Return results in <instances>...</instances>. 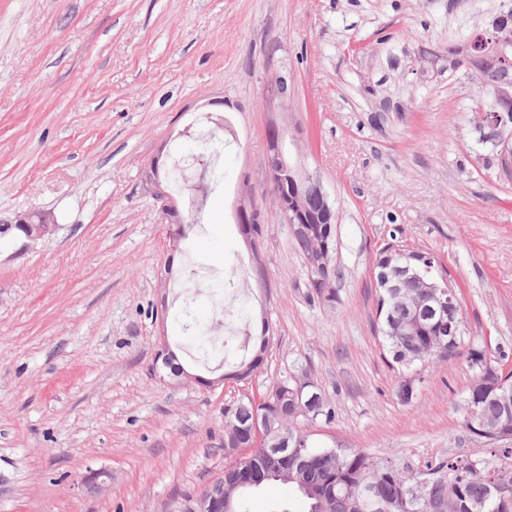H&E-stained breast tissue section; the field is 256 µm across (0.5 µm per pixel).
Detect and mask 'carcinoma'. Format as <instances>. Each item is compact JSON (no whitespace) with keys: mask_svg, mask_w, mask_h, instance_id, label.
<instances>
[{"mask_svg":"<svg viewBox=\"0 0 512 512\" xmlns=\"http://www.w3.org/2000/svg\"><path fill=\"white\" fill-rule=\"evenodd\" d=\"M448 54L456 64L472 69L475 50L471 41L448 47ZM474 80L479 96L474 108L489 112L488 92L512 88V55L506 62L486 64L477 70ZM224 128L215 126L208 137L198 141L195 157H221ZM402 303L385 296L384 311L377 321L378 334L391 362L406 371L429 361H440L458 355L463 341L462 305L457 300L427 319L417 314V300L425 289H402ZM505 356L493 360L485 337L472 341L467 361L474 371V379L461 405V424L478 440L512 454V437H499L481 430L488 426L507 424L512 420L502 411L500 393L487 392L486 377L495 376L504 381V388H512V368H505ZM316 384L306 375H288L273 382L257 402L243 397L224 408V454L236 455L238 448L253 447L254 439L248 431L250 423L262 420L291 435L288 445V465L269 468V459L263 450L233 462L224 476V495L229 497L236 512H247L246 496L257 490L276 485L287 486L299 493L308 505L307 512H355L357 501L369 499L387 506L388 512H428L434 502L441 512H512V497H502L496 491L502 470L491 458H450L430 461L425 470L408 472L392 460L376 459L356 448H335L318 445L301 429L308 422L329 424L336 411L324 396L316 397L311 409H301V394Z\"/></svg>","mask_w":512,"mask_h":512,"instance_id":"cac0c4a2","label":"carcinoma"}]
</instances>
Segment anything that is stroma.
<instances>
[{
	"label": "stroma",
	"mask_w": 512,
	"mask_h": 512,
	"mask_svg": "<svg viewBox=\"0 0 512 512\" xmlns=\"http://www.w3.org/2000/svg\"><path fill=\"white\" fill-rule=\"evenodd\" d=\"M500 0H0V225L51 213L39 241L0 239V512H185L229 465L224 407L307 374L336 407L316 442L418 470L489 454L460 422L465 356L426 364L405 405L376 331L374 264L390 241L433 255L461 292L465 332L512 359V179L480 142L478 88L449 44ZM288 76V154L336 211V302L313 297L264 176L267 88ZM233 134L200 222L174 257L142 188L195 152L205 115ZM266 231L248 247L240 197ZM176 261L173 279L157 274ZM237 269L234 300L218 304ZM160 314L152 306L160 295ZM270 326L261 367L206 352ZM191 373L175 383L157 352ZM112 472L99 496L90 468ZM111 482L112 472L108 469H89L81 480V488L86 495L97 496L105 492Z\"/></svg>",
	"instance_id": "35a3bbf8"
}]
</instances>
